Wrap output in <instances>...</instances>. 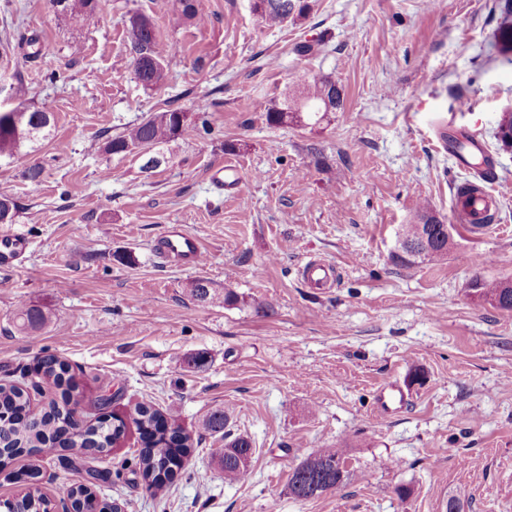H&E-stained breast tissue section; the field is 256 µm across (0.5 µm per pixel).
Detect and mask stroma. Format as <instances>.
I'll use <instances>...</instances> for the list:
<instances>
[{"instance_id": "obj_1", "label": "stroma", "mask_w": 512, "mask_h": 512, "mask_svg": "<svg viewBox=\"0 0 512 512\" xmlns=\"http://www.w3.org/2000/svg\"><path fill=\"white\" fill-rule=\"evenodd\" d=\"M309 3L306 17L270 26L253 0H197L192 20L179 0H102L76 30L51 0H0V108L48 102L54 115L49 139L0 167L19 206L0 233L26 244L20 264L0 267V381L30 386L53 354L84 388L83 421L108 395L122 416L144 400L178 416L193 448L166 496L133 472L135 427L104 461L99 495L123 512H446L452 496L462 512H512V312L470 288L512 280V192L482 234L454 231L444 259H392L421 206L450 222L478 160L512 188V146L496 136L512 112L497 0ZM136 12L173 48L154 89L132 69ZM32 35L41 52L29 60L19 45ZM298 42L315 54L295 55ZM315 78L336 83L342 109L315 125H268L283 90ZM168 107L198 131L165 146L166 164L147 172L138 155L105 151ZM229 161L234 195L212 179ZM32 165L43 169L35 183L22 176ZM173 225L199 239L201 266L157 257ZM123 253L133 263L118 262ZM478 254L487 263L474 265ZM312 260L335 268L328 286L304 279ZM198 277L244 303L193 300L186 285ZM23 301L48 315L37 336L15 324ZM199 353L205 363L190 365ZM216 407L253 443L244 481H225L224 441L201 427ZM329 447L346 453L343 485L295 500L292 469ZM33 464L60 512L91 461L76 449L15 459L0 500L19 496L14 476Z\"/></svg>"}]
</instances>
